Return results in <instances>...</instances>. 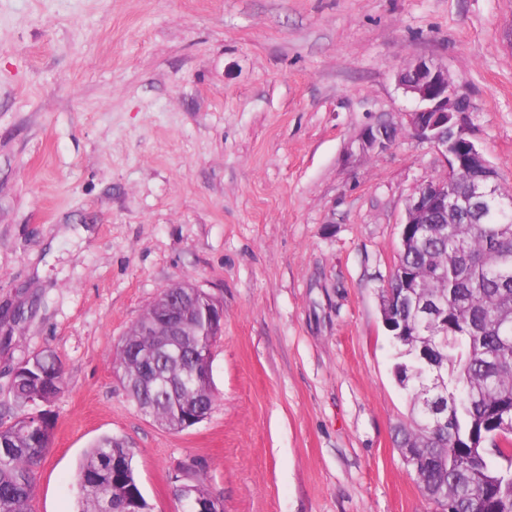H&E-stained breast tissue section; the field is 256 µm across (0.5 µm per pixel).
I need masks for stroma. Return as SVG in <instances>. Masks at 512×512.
I'll use <instances>...</instances> for the list:
<instances>
[{
  "label": "stroma",
  "mask_w": 512,
  "mask_h": 512,
  "mask_svg": "<svg viewBox=\"0 0 512 512\" xmlns=\"http://www.w3.org/2000/svg\"><path fill=\"white\" fill-rule=\"evenodd\" d=\"M511 26L512 0H0V425L35 354L66 382L32 512H75L103 436L153 512H185L181 467L224 512H434L395 442L411 392L380 291L446 167L395 75L446 67L512 189ZM379 124L392 142L366 148ZM177 281L224 306L217 401L181 432L113 367Z\"/></svg>",
  "instance_id": "stroma-1"
}]
</instances>
